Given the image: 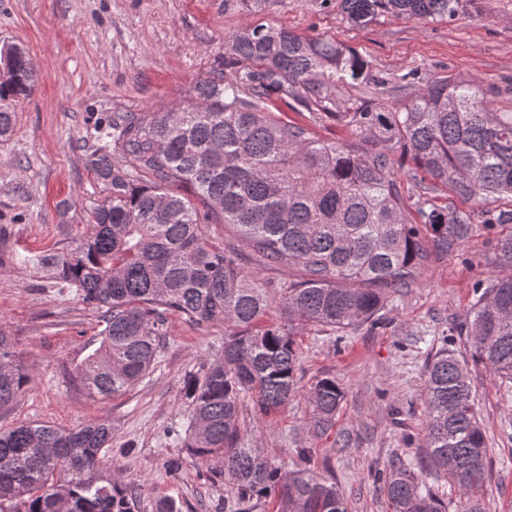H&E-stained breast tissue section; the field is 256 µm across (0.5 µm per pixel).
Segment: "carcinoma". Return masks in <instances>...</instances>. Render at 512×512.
Instances as JSON below:
<instances>
[{"mask_svg":"<svg viewBox=\"0 0 512 512\" xmlns=\"http://www.w3.org/2000/svg\"><path fill=\"white\" fill-rule=\"evenodd\" d=\"M337 2L347 23L363 27L385 14L451 20L478 0ZM36 86L25 50L14 49L0 76V138L13 131L11 102ZM387 87L336 40L249 21L224 38L195 102L112 113L87 155L108 191L91 212L94 231L66 253L36 258L102 312L100 346L77 375L101 399L150 375L169 315L224 325L220 358L185 381L187 448L202 477L228 484L236 512H255L269 496L276 512H347L336 483L304 467L305 449L303 465L284 471L253 446L254 426L299 392L296 330L375 325L387 294L458 251L472 225L512 224V209L462 211L435 195L440 182L461 201L512 203V105L501 109L476 80L451 75L409 71L382 103ZM274 95L309 113V123L274 117ZM323 118L362 146L316 138L311 125ZM407 158L413 194L396 178ZM207 224L232 226L266 268L299 270L282 289L283 322L267 320L270 283L210 242ZM495 247L510 273L478 282L469 316L452 328L467 338L470 358L442 348L426 363L427 463L458 493L461 512H486L489 470L470 363L512 383V232ZM26 383L14 339L0 332V409ZM343 397L334 378L309 388L315 434L333 427ZM110 447L105 424L0 430V512H134L136 496L100 476ZM376 481L392 512H448L410 464H393Z\"/></svg>","mask_w":512,"mask_h":512,"instance_id":"carcinoma-1","label":"carcinoma"}]
</instances>
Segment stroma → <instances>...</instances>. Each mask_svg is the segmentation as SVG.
Listing matches in <instances>:
<instances>
[{
	"label": "stroma",
	"instance_id": "35a3bbf8",
	"mask_svg": "<svg viewBox=\"0 0 512 512\" xmlns=\"http://www.w3.org/2000/svg\"><path fill=\"white\" fill-rule=\"evenodd\" d=\"M256 20L342 42L392 83L412 69L475 77L500 105L512 101V0H481L448 22L383 15L364 28L343 22L335 0H261L254 12L235 0H0V47L23 46L38 77L32 96L13 101V134L0 141V330L29 374L17 404L0 410V428L110 425L112 471L139 512H155L163 498L182 512H234L226 486L205 481L185 447L183 383L219 357L224 327L170 316L149 377L123 396L92 398L74 376L99 346L101 313L33 258L69 251L92 231L90 212L107 195L86 166L99 125L115 112L190 104L225 34ZM496 237L474 225L459 252L390 294L377 327L302 328V391L258 428L255 444L286 470L307 449L310 468L336 482L348 512H391L375 475L395 459L423 458L425 364L445 346L468 354L465 338L448 330L469 312L475 283L501 273ZM325 376L345 398L335 427L318 436L305 391ZM472 381L492 463L486 507L512 512V388L480 365ZM173 455L184 458L175 478L165 468Z\"/></svg>",
	"mask_w": 512,
	"mask_h": 512
}]
</instances>
